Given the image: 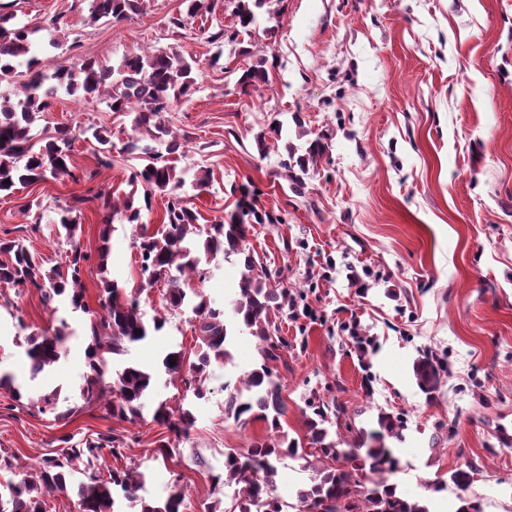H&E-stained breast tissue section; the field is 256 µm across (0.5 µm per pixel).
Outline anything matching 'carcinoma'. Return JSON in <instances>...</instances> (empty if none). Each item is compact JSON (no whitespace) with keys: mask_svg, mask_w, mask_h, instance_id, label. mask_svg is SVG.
<instances>
[{"mask_svg":"<svg viewBox=\"0 0 512 512\" xmlns=\"http://www.w3.org/2000/svg\"><path fill=\"white\" fill-rule=\"evenodd\" d=\"M232 2L238 26L231 36L234 40L241 33L251 32L271 0ZM140 5L141 0H90L89 19L93 23L102 19L121 21L138 12ZM39 30L41 27L23 22L16 12L0 4V82L25 77L14 97L0 96V192H9L18 184L40 182L49 175H72L70 157L77 129L61 125L47 138L34 130L49 106L48 99L83 91L97 95L111 112L135 114L134 134L123 143L121 152L142 157L146 164L130 173L129 182L146 187L143 201L147 208L151 207L152 195L166 197L161 229L151 233L141 221V207L135 205L134 199L118 202L109 193L95 194L109 211L103 235L109 234L115 221L135 226L141 274L146 276L140 287L129 292L115 281H103L96 309L88 304L82 281L83 263L89 255L79 247L72 248L65 264L46 270L18 241L0 239V284L34 288L53 314L58 311V303L63 302L72 311L89 316L90 372L80 390L84 405L133 425L145 419V399L154 384L153 374L133 364L113 373L110 364L126 352L128 345L142 342L165 327L167 318L155 317L148 322L140 310L144 288L162 281L167 285L166 309L189 307L198 319L195 331L201 345L196 360L186 363L180 351H169L162 359L170 381L181 383L194 397H205V373L210 365L230 360L228 346L234 328L249 330L260 342V364L244 376L242 387L226 398L224 411L226 417L243 424L249 419L262 420L272 433L252 440L243 451L233 448L224 452V473L213 476L212 481L216 486H236L232 512H284V504L274 495L276 463L284 455L304 460L305 466L315 472L311 483L297 490L296 500L299 504H313L318 512H429L423 502L407 498L397 484L389 482V476L400 468V458L387 440L403 441L406 420L402 414L380 412L377 428L355 433L352 426L342 425L345 409L336 398L329 402L311 398L305 401L311 410L305 440L280 437L281 418L287 406L283 386L269 362L280 359V350L286 343L279 337L272 338L270 315L294 305L292 290L279 287L283 282L279 271L264 268L256 272V259L246 245L245 225L234 219L228 224H198L196 211L181 192L184 179L169 164L168 156L179 152L182 143L166 125L165 114L194 90L193 58L174 50L144 51L126 54L111 65L88 61L77 70L47 73L39 68L37 52L56 49L59 42L51 39L35 45L32 35ZM241 55L248 59L237 80L241 88L267 83L268 59L248 47L241 50ZM92 138L97 144L99 163L111 165V136L96 129ZM326 148L316 139L309 144L308 157L289 153L280 161L281 167L291 173L297 189L304 188L309 160L322 155ZM79 229L73 210L61 209L58 232L73 242ZM200 249L213 258L219 254L226 258L238 256L239 288L230 301L229 318L196 289H186L189 282L202 283L209 276V270L201 266V258L196 255ZM72 334L67 319L58 317L56 324L25 337L31 376L60 360ZM413 371L418 388L430 398L448 375V362L427 350L416 359ZM0 390L10 393L19 404L25 399L38 412L54 414L57 421L67 420L75 413L72 407L58 409L53 392L36 397L27 394L12 375L2 371ZM151 420L179 437L189 433L194 414L188 405L174 409L161 403ZM331 424L345 427L350 438L333 437L328 430ZM62 442L67 447L58 457L42 459L34 472L0 488V512H44V496H66L73 483L77 488L75 503L82 512H117L115 492L128 499L132 489L146 483L145 474L134 467L108 466L106 472L100 471L106 455L121 456L123 440L116 435L100 434L80 444L71 443L67 436ZM317 461L323 466H315ZM79 462L84 464L83 479L76 483L74 467ZM474 475L475 469L470 465L450 474V481L461 491L455 512H482L478 498L470 493ZM185 499L184 488L174 485L157 504L141 501L140 512H184Z\"/></svg>","mask_w":512,"mask_h":512,"instance_id":"1","label":"carcinoma"}]
</instances>
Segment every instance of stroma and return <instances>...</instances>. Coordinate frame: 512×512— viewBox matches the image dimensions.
Here are the masks:
<instances>
[{
	"label": "stroma",
	"instance_id": "stroma-1",
	"mask_svg": "<svg viewBox=\"0 0 512 512\" xmlns=\"http://www.w3.org/2000/svg\"><path fill=\"white\" fill-rule=\"evenodd\" d=\"M214 4L190 18L182 0H143L140 13L117 23L89 22V0H13L12 7L39 25V39L60 42L42 57L50 71L109 64L142 49L171 47L194 58L197 90L165 116L184 143L175 164L185 196L203 223H226L236 188L248 185L264 218L250 226V249L301 290L295 315L280 310L273 318L288 342L273 364L288 436L306 434L305 397L329 390L359 428H374L382 411L403 414L392 477L403 494L430 512H455L449 475L471 465L483 512H512V0H271V17L251 36L219 46L208 37L232 33L233 5ZM244 45L267 56L268 84L238 85ZM275 120L283 125L278 138L267 132ZM63 123L108 129L118 145L132 132L131 115L93 98H56L37 128L47 137ZM320 136L329 147L310 162L297 196L279 158ZM94 145L90 137L75 142L70 175L0 196V238L20 241L49 267L70 250L58 212L73 209L77 244L90 256L82 280L93 308L102 278L129 288L141 278L130 225L113 224L102 241L106 212L92 197L128 193L140 162L117 153L102 167ZM201 168L211 173L203 189L192 183ZM165 296L161 283L141 294L146 317L167 323L131 345L126 359L155 372L152 402L175 407L183 396L162 359L174 349L194 360L199 341L192 312L168 314ZM57 315L74 334L60 360L30 378L24 338ZM351 322L371 338L368 350L349 335ZM86 325V315L68 307L50 312L35 289L0 286V368L32 394L56 392L60 406L75 410L58 422L0 393V450L32 465L59 454L65 436L119 435L121 456L107 465L147 473L148 494L159 500L183 486L186 512H207L224 496L211 476L225 451L267 433L263 421L240 425L224 415L228 393L261 361L257 339L236 332L230 362L207 372L206 397L187 399L195 424L165 459L154 451L164 427L84 408ZM425 350L449 363L430 399L413 374Z\"/></svg>",
	"mask_w": 512,
	"mask_h": 512
}]
</instances>
